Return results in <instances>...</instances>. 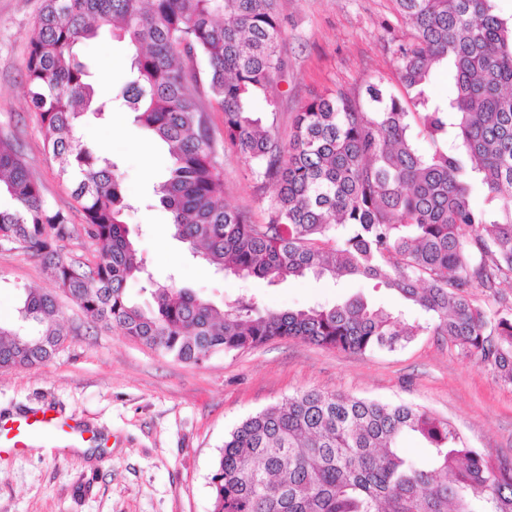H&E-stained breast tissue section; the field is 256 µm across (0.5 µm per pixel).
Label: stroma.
<instances>
[{
    "label": "stroma",
    "mask_w": 512,
    "mask_h": 512,
    "mask_svg": "<svg viewBox=\"0 0 512 512\" xmlns=\"http://www.w3.org/2000/svg\"><path fill=\"white\" fill-rule=\"evenodd\" d=\"M43 0H0V131L16 135L44 198L83 215L46 151V133L24 93L29 42ZM285 61L273 89L280 134H288L299 104L343 88L364 93L382 83L402 87L393 42L405 34L394 0H279ZM98 91L107 96L129 77L128 49L111 31L79 49ZM83 141L106 153L134 205L129 235L155 281L178 285L223 305L256 295L278 310L332 306L354 296L403 312L423 332L389 351L347 354L294 338L217 353L184 363L95 326L67 297L61 318L71 334L48 361L0 371V416L36 407L78 419L110 440L107 448H51L38 440L0 452V512H212L211 477L224 437L248 415L298 391L405 401L448 419L466 442L493 460L512 461V385L496 382L491 367L465 357L431 330V318L390 292L359 278L292 279L270 286L226 277L194 260L172 235L171 215L154 196L169 165L165 148L135 120L113 112L79 127ZM227 202L266 220L268 200L240 154L224 156ZM54 291L39 258L0 247V322L14 320L23 289Z\"/></svg>",
    "instance_id": "35a3bbf8"
}]
</instances>
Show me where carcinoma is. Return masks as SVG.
Segmentation results:
<instances>
[{
  "mask_svg": "<svg viewBox=\"0 0 512 512\" xmlns=\"http://www.w3.org/2000/svg\"><path fill=\"white\" fill-rule=\"evenodd\" d=\"M408 37L394 52L406 95L372 83L304 102L288 141L269 90L284 67L277 0H43L25 71V96L47 151L80 206L95 261L63 252L69 213L47 204L18 139L0 132V245L37 256L58 290L91 320L186 363L276 338L365 354L424 330L361 296L333 306L266 307L255 295L219 309L176 282L152 284L124 220L116 165L78 136L80 119L121 101L171 163L155 188L175 235L217 272L276 285L310 274L374 282L435 322L448 344L512 385V17L493 0H394ZM103 27L132 51V76L97 96L75 47ZM446 66L451 93L426 86ZM224 113L218 135L209 112ZM250 162L257 190L276 194L266 222L225 200L221 155ZM480 188L501 203L473 207ZM480 289L493 309L473 302ZM56 296L29 289L14 323L0 325V370L49 360L68 333ZM417 437L427 458L399 446ZM212 512H512V463L470 448L421 407L315 389L249 415L219 449Z\"/></svg>",
  "mask_w": 512,
  "mask_h": 512,
  "instance_id": "carcinoma-1",
  "label": "carcinoma"
}]
</instances>
